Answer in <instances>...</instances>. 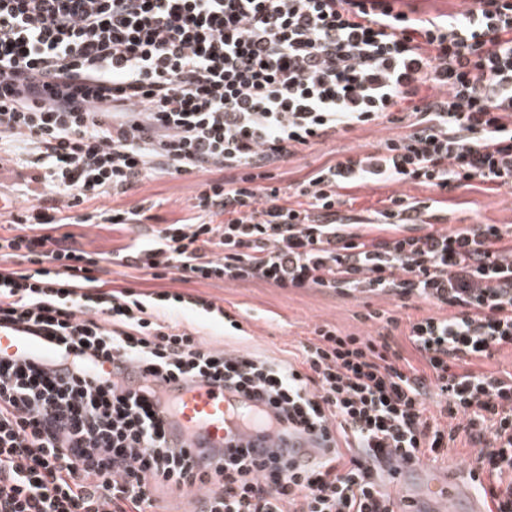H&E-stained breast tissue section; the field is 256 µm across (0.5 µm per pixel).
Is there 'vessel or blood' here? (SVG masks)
Here are the masks:
<instances>
[{"label":"vessel or blood","instance_id":"b4317fda","mask_svg":"<svg viewBox=\"0 0 512 512\" xmlns=\"http://www.w3.org/2000/svg\"><path fill=\"white\" fill-rule=\"evenodd\" d=\"M36 349V344L25 337L0 333V356L31 353ZM162 388L177 401L176 415L171 423L178 439L190 441L193 447L221 448L246 442H260L272 447L277 441H290L298 449L295 460L300 465L309 464L320 453L319 448L306 438H291L279 428L260 435L242 428L240 419L244 412L250 411L251 401L224 392L204 379L166 381ZM414 478L420 482V492L410 500L413 512H442L444 507L455 504L457 493L452 487V479L429 477L427 466L421 462H402L395 474L396 483Z\"/></svg>","mask_w":512,"mask_h":512}]
</instances>
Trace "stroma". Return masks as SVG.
I'll return each instance as SVG.
<instances>
[{"label": "stroma", "instance_id": "stroma-1", "mask_svg": "<svg viewBox=\"0 0 512 512\" xmlns=\"http://www.w3.org/2000/svg\"><path fill=\"white\" fill-rule=\"evenodd\" d=\"M406 124L364 125L336 137L303 148L292 155L274 172L278 184L295 185L311 171L357 153L376 151L381 141L407 133ZM203 174L157 175L143 181L127 195L114 199L117 207L142 201L152 203L154 223L169 224L191 214V204ZM348 200L343 214L359 221H375L378 212L389 205L393 196L413 201L440 200L447 208L437 214L438 227H460L466 224L512 225V191H489L482 184L460 188L450 193H439L414 183H364L345 189ZM78 245L88 251L111 252L125 247L131 237L128 229L109 226H81L70 228ZM112 281L118 286H135L143 291L175 290L199 295L223 305L247 331L251 351L278 360L289 354L300 353L302 344L314 338V330L322 325L335 327L346 333L365 335L373 332L372 323L363 316L367 311L379 310L400 319L401 323L421 317L444 318L447 308L422 300L400 304L387 294L342 297L315 289L296 290L279 288L262 281L229 282L212 279L188 284L167 280H151L137 271L116 266Z\"/></svg>", "mask_w": 512, "mask_h": 512}]
</instances>
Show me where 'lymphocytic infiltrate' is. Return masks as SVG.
<instances>
[{"mask_svg": "<svg viewBox=\"0 0 512 512\" xmlns=\"http://www.w3.org/2000/svg\"><path fill=\"white\" fill-rule=\"evenodd\" d=\"M415 19L395 0H0V170L26 167L29 206L4 210L0 332L47 354L0 357V512H156L158 488L201 486L195 512H401L397 459H438L465 434L484 512H512V373L472 362L512 348V233L496 224L416 231L397 196L375 237L344 221L343 189L415 182L512 189V0ZM431 96H421L422 86ZM410 131L322 166L283 202L273 171L299 147L367 124ZM209 173L192 216L151 224L120 197L157 174ZM134 239L106 254L73 225ZM175 282L260 280L345 297L448 307L409 322L417 361L375 333L322 326L299 365L228 352L174 318L241 332L222 306L111 287L114 263ZM111 371H104V364ZM140 370L129 389L128 364ZM202 377L256 402L254 429L321 439L309 467L288 446H174L161 381ZM452 419L430 422L427 402Z\"/></svg>", "mask_w": 512, "mask_h": 512, "instance_id": "obj_1", "label": "lymphocytic infiltrate"}]
</instances>
